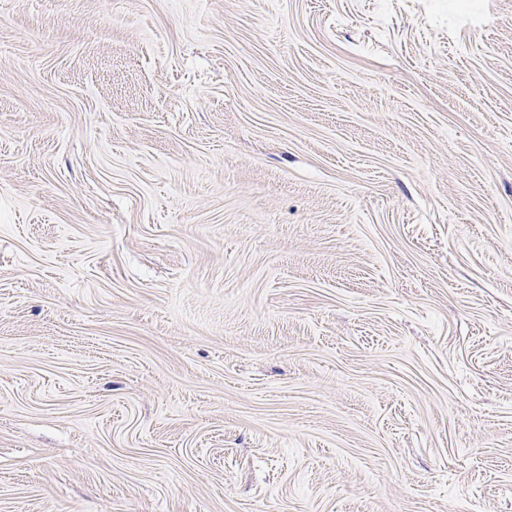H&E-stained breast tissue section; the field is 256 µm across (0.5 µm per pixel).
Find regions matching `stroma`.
<instances>
[{"label": "stroma", "mask_w": 512, "mask_h": 512, "mask_svg": "<svg viewBox=\"0 0 512 512\" xmlns=\"http://www.w3.org/2000/svg\"><path fill=\"white\" fill-rule=\"evenodd\" d=\"M0 512H512V0H0Z\"/></svg>", "instance_id": "35a3bbf8"}]
</instances>
